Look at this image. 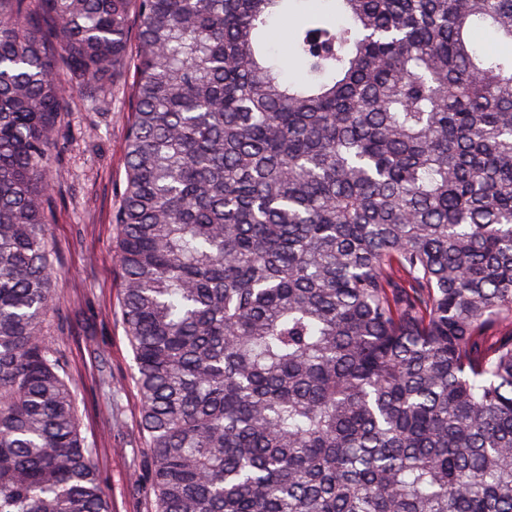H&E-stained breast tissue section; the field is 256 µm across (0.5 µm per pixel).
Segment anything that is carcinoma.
I'll return each mask as SVG.
<instances>
[{
  "label": "carcinoma",
  "mask_w": 512,
  "mask_h": 512,
  "mask_svg": "<svg viewBox=\"0 0 512 512\" xmlns=\"http://www.w3.org/2000/svg\"><path fill=\"white\" fill-rule=\"evenodd\" d=\"M337 2L287 82L288 0H0V512H111L45 332L48 171L132 5L112 223L152 512H512V0ZM310 18L308 3L294 2L291 6L290 21L283 23L280 20H274L270 24V35L268 40V49L270 59L277 64L283 71L284 77L288 80H298L301 78L300 64L286 48L287 36L292 28L308 21ZM275 31V34L273 33Z\"/></svg>",
  "instance_id": "cac0c4a2"
}]
</instances>
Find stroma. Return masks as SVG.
Wrapping results in <instances>:
<instances>
[{"instance_id": "35a3bbf8", "label": "stroma", "mask_w": 512, "mask_h": 512, "mask_svg": "<svg viewBox=\"0 0 512 512\" xmlns=\"http://www.w3.org/2000/svg\"><path fill=\"white\" fill-rule=\"evenodd\" d=\"M309 18L305 0H294L289 22L270 24V59L286 79L301 77L287 38L294 25ZM134 80L128 63L91 88L67 90L58 126L65 150L51 169L48 211L59 311L46 333L67 361L82 433L96 450L94 462L112 512H151L144 486L135 481L148 450L138 433L140 402L121 319L112 222L126 180V107Z\"/></svg>"}]
</instances>
